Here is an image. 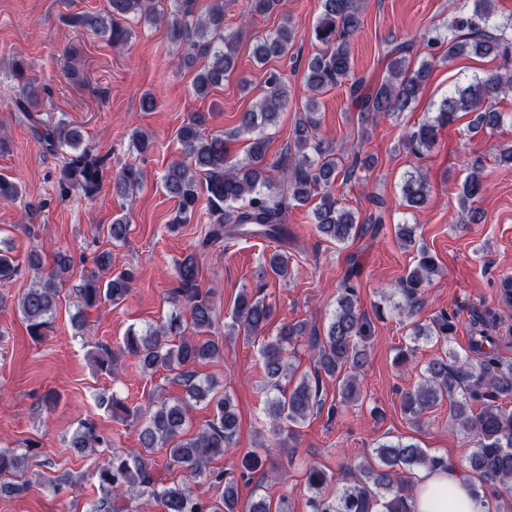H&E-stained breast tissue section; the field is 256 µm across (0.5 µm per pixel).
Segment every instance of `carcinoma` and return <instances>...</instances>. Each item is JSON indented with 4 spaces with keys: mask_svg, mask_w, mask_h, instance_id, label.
<instances>
[{
    "mask_svg": "<svg viewBox=\"0 0 512 512\" xmlns=\"http://www.w3.org/2000/svg\"><path fill=\"white\" fill-rule=\"evenodd\" d=\"M170 11L161 13L155 0H110L106 14H83L75 24L105 38L114 46L127 44L134 35L128 20L167 27L172 44L187 47L184 62L194 63L196 56L206 58L192 80L194 94L207 97L233 73L236 64L235 35L224 33V0H212L205 13L196 9V0H168ZM280 0H247V14L252 18L269 17L278 11ZM363 0H320V14L313 28L317 52L304 68L307 97L295 122L292 144L288 145V161L267 162L268 139L265 129L277 122L288 106V88L281 76L267 71L265 93L259 103L241 114L236 137L245 138L246 158L230 161V150L224 134L206 136L203 112L192 113L178 128L176 138L182 158L172 161L160 177L167 196L176 200V215L170 230L176 231L192 217L200 195H205L210 214V229L202 246L221 238L261 236L282 245L265 258L262 277L273 275L288 280V208L309 205L316 231L325 241L344 244L369 231V225L381 223L372 216L360 223L353 210L341 205L331 190L338 175L348 182L357 169L371 168L374 161L354 157L341 168L334 157L332 144L319 130L317 112L320 96L343 87L361 123L380 116H396L415 103L429 78L433 62L415 67L409 64L413 44L404 41L391 51L387 75L378 87L367 89L362 78L354 77L350 61V38L361 26ZM494 0H473L471 12L455 18L443 34L429 38L435 44H448L443 58L452 61L464 55L485 56L494 53L512 58V24L495 20ZM296 41V32L283 18L275 29L255 37L251 55L264 66L272 58L288 55ZM9 93L0 103L9 112L18 113L29 126L35 141L43 150L60 155L56 191L60 198L79 193L87 199L97 195L105 170L104 159L80 148L81 132L64 118L44 116V89L27 77L24 63L16 60L9 71ZM512 91V75L492 72L465 87L448 93L435 115L419 124L404 138L402 145L422 158L435 143L439 130L450 125L460 112H474L476 129L494 130L504 122V113L490 101ZM144 182L141 169L125 164L113 172L112 193L125 198L139 190ZM484 189L481 166L474 162L458 197L462 208ZM406 206L425 208L429 186L422 173L410 174L401 188ZM23 197L22 185L0 176V202L13 204ZM130 224L126 215L112 220L106 232L115 244L127 240ZM97 271L83 276L76 289L81 308H93L105 301L116 305L130 293L136 275L128 268L112 272V255L103 251L96 255ZM73 265L72 256L56 252L48 273L41 252L34 249L28 256V267L40 276L18 298V307L29 335L39 339L57 306L62 278ZM18 266L9 250L0 248V278L16 275ZM439 273L436 256L422 247L415 267L401 279L387 296H399L394 309L416 308L433 277ZM200 270L194 254L189 253L175 263L176 299L185 315L171 316L145 330L129 327L117 350L105 347L95 356L99 372L114 374L121 357L137 360L143 371L159 369L177 371V381L185 387L186 397L158 403L148 402L134 409L112 400V414L134 418L142 423L140 449L113 452L98 466L96 477L102 497L94 512H123L116 505L126 495H147L162 506V512H271L263 497H256L240 510L237 483L224 480V472L210 469V463L233 449L238 430V414L229 395L214 394L215 384L202 380L196 365L224 357V345L208 336L214 325L215 309L210 292L200 287ZM355 268L347 272L336 299V310L324 336L307 340L313 354V375L295 377L288 349L298 345L305 327L284 324L276 335L261 343L267 398L265 412L268 432L278 444L283 435L292 439L296 427L311 414L323 409V378L338 383L341 401L359 400L361 371L367 362V342L371 337V321L358 305L356 288L350 283ZM273 316L272 303L261 291H242L237 297L227 325V335L244 333L259 338ZM455 313L440 311L428 323L417 324L411 332L413 342L423 339L449 345L456 331ZM493 338L481 332L472 337V354L464 357L453 350L437 356L424 367L417 386L404 394L403 410L413 419L427 410L449 401L450 417L456 421L473 443L467 466L477 475L485 495L496 496L512 491V409L498 403L512 397V361L500 358L493 348ZM210 408L212 417L197 433L188 437L185 429L193 404ZM479 404L478 412L471 405ZM68 446L79 450L110 448L112 441L99 434L92 424L82 423ZM157 448L166 449L169 464L184 467L194 477L206 478L220 490L219 497L204 499L188 487H161L154 477L152 455ZM371 460L356 466L345 465L351 478L343 483L331 473L311 466L306 471V485L311 491L309 512H371L379 505L383 512H412L411 490L403 470L423 467L428 470L448 468V459L430 454L415 442L398 439L379 441L370 450ZM25 457L0 450V475L24 473Z\"/></svg>",
    "mask_w": 512,
    "mask_h": 512,
    "instance_id": "cac0c4a2",
    "label": "carcinoma"
}]
</instances>
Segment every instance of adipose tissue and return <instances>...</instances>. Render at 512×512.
I'll use <instances>...</instances> for the list:
<instances>
[{
	"label": "adipose tissue",
	"instance_id": "ef3b65f1",
	"mask_svg": "<svg viewBox=\"0 0 512 512\" xmlns=\"http://www.w3.org/2000/svg\"><path fill=\"white\" fill-rule=\"evenodd\" d=\"M476 479L466 468L449 462L444 470H425L416 477L413 512H491L489 499L478 496Z\"/></svg>",
	"mask_w": 512,
	"mask_h": 512
}]
</instances>
